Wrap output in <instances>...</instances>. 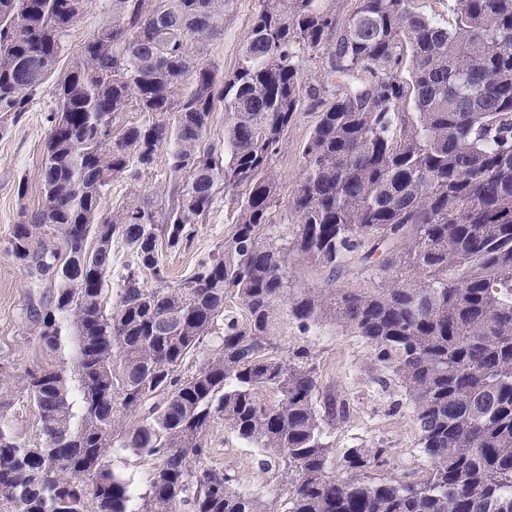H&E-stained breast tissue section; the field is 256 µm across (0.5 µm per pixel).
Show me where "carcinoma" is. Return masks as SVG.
Wrapping results in <instances>:
<instances>
[{"label": "carcinoma", "instance_id": "obj_1", "mask_svg": "<svg viewBox=\"0 0 512 512\" xmlns=\"http://www.w3.org/2000/svg\"><path fill=\"white\" fill-rule=\"evenodd\" d=\"M87 2L0 0V115L17 120L55 79L42 207L14 225L8 254L36 267L32 287L55 284L26 308L30 335L52 350L76 344L69 371L18 377L0 365V391L19 381L42 432L20 441L0 400V509L512 512V0H448L449 27L412 0H353L341 15L327 0H259L227 78L201 63L225 0H108L97 35L57 77ZM298 50L326 58L338 93L302 82ZM219 103L224 140L202 152ZM131 108L148 118L113 133ZM306 108L318 119L295 222L276 224L272 163ZM163 154L164 181L101 213L112 180L139 184ZM241 189L222 249L170 281L158 233L178 246L219 193ZM40 230L60 235L62 265ZM116 237L134 262L109 308ZM296 255L330 282L357 260L378 288L290 290ZM145 270L155 287L141 285ZM287 318L305 331L331 320L371 346L411 400L423 474L370 476L385 448H350L346 476L331 474L325 429L349 405L329 396L317 409L320 365L305 344L281 343ZM217 420L265 453L280 493L265 500L207 464ZM119 451L154 460L145 493L109 466Z\"/></svg>", "mask_w": 512, "mask_h": 512}]
</instances>
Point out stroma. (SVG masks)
I'll use <instances>...</instances> for the list:
<instances>
[{"instance_id": "35a3bbf8", "label": "stroma", "mask_w": 512, "mask_h": 512, "mask_svg": "<svg viewBox=\"0 0 512 512\" xmlns=\"http://www.w3.org/2000/svg\"><path fill=\"white\" fill-rule=\"evenodd\" d=\"M258 7V0H228L224 7V31L211 41L203 56L205 64L217 66L226 76L233 73ZM54 106L51 91H44L29 112L0 129V363L20 374L48 364H66L72 358L71 345L53 351L30 336L26 318L30 294L28 270L5 253L21 213H36L42 205L43 147L50 129L47 116ZM316 121V111L299 113L278 146L273 163L279 181L278 204L272 209L275 223L290 224L295 220L288 202L299 184L303 145ZM22 182L26 183L27 192L21 196L17 186ZM236 216V205L217 197L206 221L194 225L189 241L174 248L163 247V263L170 280L189 275L199 259L216 252ZM285 335L289 341L307 344L319 362L322 393H333L349 404L348 418L329 430L328 440L336 454L350 448L387 449L388 463L376 472L380 478L426 470L428 460L418 444L411 404L397 384H379L382 371L374 364L371 348L363 338L329 321L305 332L292 321L286 326ZM6 400L7 414L16 435L24 441L40 438L38 416L23 390L13 389ZM207 446L208 465L230 469L242 488L274 495L276 482L260 472L261 450L237 439L223 421L213 423Z\"/></svg>"}]
</instances>
